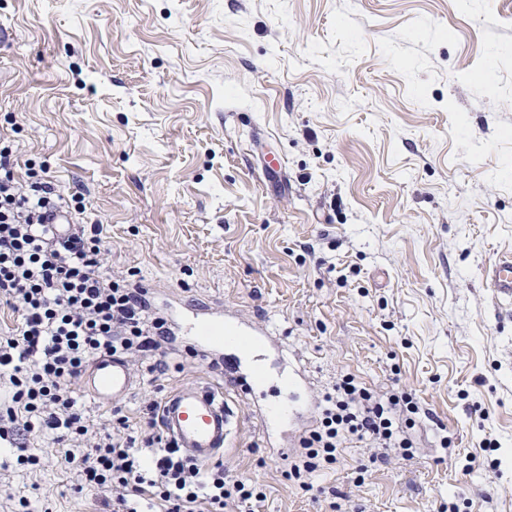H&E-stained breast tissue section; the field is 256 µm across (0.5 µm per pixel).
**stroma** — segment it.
Masks as SVG:
<instances>
[{
	"mask_svg": "<svg viewBox=\"0 0 512 512\" xmlns=\"http://www.w3.org/2000/svg\"><path fill=\"white\" fill-rule=\"evenodd\" d=\"M0 135L84 198L158 315L173 294L264 322L312 405L349 374L419 406L413 459L360 483L372 450L348 442L317 500L223 374L182 361L193 337L165 373L131 359L124 414L222 387L224 468L262 483L259 512H438L458 491L512 512V300L482 279L512 252V0H0ZM30 451L0 446V512H112L51 436Z\"/></svg>",
	"mask_w": 512,
	"mask_h": 512,
	"instance_id": "obj_1",
	"label": "stroma"
}]
</instances>
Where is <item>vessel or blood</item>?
Masks as SVG:
<instances>
[{
	"mask_svg": "<svg viewBox=\"0 0 512 512\" xmlns=\"http://www.w3.org/2000/svg\"><path fill=\"white\" fill-rule=\"evenodd\" d=\"M485 283L499 298H512V254L494 259L484 272ZM221 318L207 306L196 305L190 311L169 307L170 333L189 335L192 326L213 325ZM238 336L251 337L275 355L283 350L276 336L263 325L241 319L235 320ZM212 360L223 368L226 384L243 386L251 372L241 360L223 358L221 350L211 352ZM305 370L289 361L288 374L279 385L268 386L256 403L257 418L266 441H273L277 433L297 431L309 408L298 393L307 385ZM138 380L128 362L120 355H102L93 359L81 378V386L99 404H112L130 396ZM160 420L164 433L175 444L186 460L205 465L219 457L232 444L234 415L224 401V393L205 384H187L163 399Z\"/></svg>",
	"mask_w": 512,
	"mask_h": 512,
	"instance_id": "b4317fda",
	"label": "vessel or blood"
}]
</instances>
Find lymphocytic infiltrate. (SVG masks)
Returning a JSON list of instances; mask_svg holds the SVG:
<instances>
[{
    "label": "lymphocytic infiltrate",
    "mask_w": 512,
    "mask_h": 512,
    "mask_svg": "<svg viewBox=\"0 0 512 512\" xmlns=\"http://www.w3.org/2000/svg\"><path fill=\"white\" fill-rule=\"evenodd\" d=\"M11 156L0 146V307L14 321L0 335V387L8 390L0 422L10 425L18 462L38 465L25 448L32 436L49 433L86 486L111 492L112 512H140L145 499L156 512H253L265 497L261 485L219 464L203 469L185 461L161 428L158 401L136 423L113 409L112 425L103 429L80 408L73 384L87 365L102 354L155 355L165 322L150 312L142 289L105 270L100 224L57 238L55 211L84 214L81 200L64 199L35 169L16 176ZM415 410L411 393L379 396L344 375L325 395L285 477L310 487L354 439L373 447L372 461L392 452L412 459L400 420Z\"/></svg>",
    "instance_id": "f902f5d3"
}]
</instances>
